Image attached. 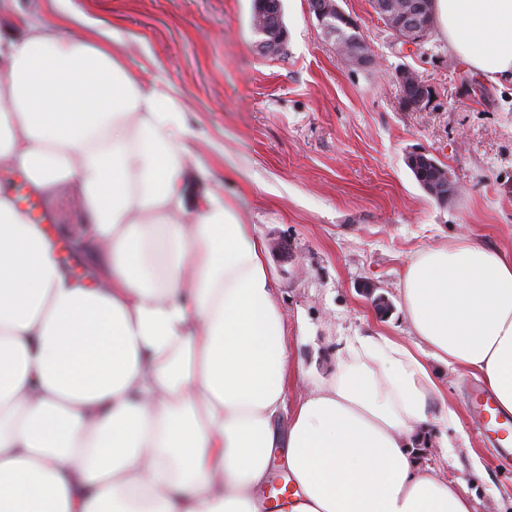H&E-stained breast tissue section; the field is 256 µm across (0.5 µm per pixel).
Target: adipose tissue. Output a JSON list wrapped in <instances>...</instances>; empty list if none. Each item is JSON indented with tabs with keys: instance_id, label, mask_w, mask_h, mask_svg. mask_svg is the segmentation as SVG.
Returning a JSON list of instances; mask_svg holds the SVG:
<instances>
[{
	"instance_id": "1",
	"label": "adipose tissue",
	"mask_w": 512,
	"mask_h": 512,
	"mask_svg": "<svg viewBox=\"0 0 512 512\" xmlns=\"http://www.w3.org/2000/svg\"><path fill=\"white\" fill-rule=\"evenodd\" d=\"M450 54L512 82V0H434ZM0 170L31 194L80 185L91 279L0 189V512H473L417 447L439 366L512 412V254L471 237L423 248L400 288L411 342L353 337L286 406L288 328L266 246L215 191L187 202L174 87L145 88L121 37L0 0Z\"/></svg>"
}]
</instances>
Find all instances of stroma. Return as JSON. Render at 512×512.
Instances as JSON below:
<instances>
[{
  "instance_id": "stroma-1",
  "label": "stroma",
  "mask_w": 512,
  "mask_h": 512,
  "mask_svg": "<svg viewBox=\"0 0 512 512\" xmlns=\"http://www.w3.org/2000/svg\"><path fill=\"white\" fill-rule=\"evenodd\" d=\"M376 56L375 67L349 66L309 9L283 0L288 45L261 55L252 0H58L56 12L86 15L119 31L116 52L143 85L169 82L185 112L188 149L208 164L192 179L254 225L269 244L277 299L288 326V406L330 378L352 336L382 331L408 339L399 286L411 254L461 236L512 249V85L478 80L466 95V67L438 33L403 50L370 0H338ZM430 88L427 108L401 105L398 69ZM430 153L457 190L430 197L406 164ZM36 212L57 243H73L87 220L77 183L35 197ZM287 242L289 257L273 251ZM390 303L378 313L368 296ZM471 375L438 370L440 400L462 406L457 425L438 423L420 450L421 468L458 482L475 512H512V459H503L467 410ZM470 445L447 449L458 432ZM486 477L473 480L474 464Z\"/></svg>"
}]
</instances>
